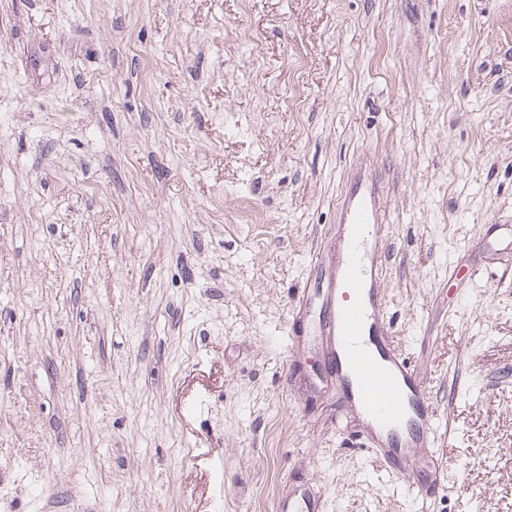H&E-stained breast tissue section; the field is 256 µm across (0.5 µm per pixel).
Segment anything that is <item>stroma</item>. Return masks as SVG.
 I'll use <instances>...</instances> for the list:
<instances>
[{
    "instance_id": "obj_1",
    "label": "stroma",
    "mask_w": 512,
    "mask_h": 512,
    "mask_svg": "<svg viewBox=\"0 0 512 512\" xmlns=\"http://www.w3.org/2000/svg\"><path fill=\"white\" fill-rule=\"evenodd\" d=\"M362 174L408 475L296 317ZM507 226L512 0H0V512H512Z\"/></svg>"
}]
</instances>
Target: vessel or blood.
<instances>
[{
    "label": "vessel or blood",
    "mask_w": 512,
    "mask_h": 512,
    "mask_svg": "<svg viewBox=\"0 0 512 512\" xmlns=\"http://www.w3.org/2000/svg\"><path fill=\"white\" fill-rule=\"evenodd\" d=\"M344 230L337 274L319 297L327 370L366 423L365 438L390 471L410 468L411 448L431 435L436 413L428 388L385 335V301L376 278L386 261L379 183L352 188L342 203Z\"/></svg>",
    "instance_id": "vessel-or-blood-1"
}]
</instances>
